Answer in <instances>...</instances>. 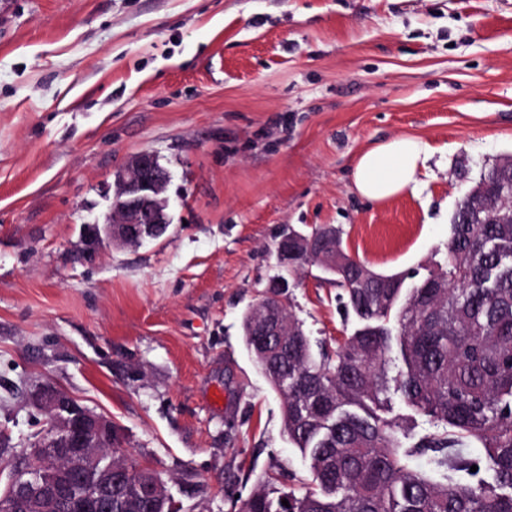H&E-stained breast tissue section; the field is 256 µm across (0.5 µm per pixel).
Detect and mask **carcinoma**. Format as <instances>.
I'll return each mask as SVG.
<instances>
[{
  "label": "carcinoma",
  "instance_id": "1",
  "mask_svg": "<svg viewBox=\"0 0 512 512\" xmlns=\"http://www.w3.org/2000/svg\"><path fill=\"white\" fill-rule=\"evenodd\" d=\"M479 178L506 184L512 170L490 164ZM482 205L467 195L458 203L444 257L427 274L440 288L375 278L347 288L337 276L361 327L334 347L313 350L290 314L280 350L262 355L243 318L247 348L281 399L311 486L276 497L261 487L238 512H512V224L482 223ZM392 390L442 426L420 444L432 452L427 471L409 468L412 450L381 415ZM473 444L483 455H471ZM483 463L493 481L459 478ZM136 467L112 495V512H153Z\"/></svg>",
  "mask_w": 512,
  "mask_h": 512
}]
</instances>
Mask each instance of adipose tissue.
I'll use <instances>...</instances> for the list:
<instances>
[{
  "instance_id": "ef3b65f1",
  "label": "adipose tissue",
  "mask_w": 512,
  "mask_h": 512,
  "mask_svg": "<svg viewBox=\"0 0 512 512\" xmlns=\"http://www.w3.org/2000/svg\"><path fill=\"white\" fill-rule=\"evenodd\" d=\"M431 154L430 143L418 137L379 143L359 156L353 170L354 187L367 200L386 201L417 183Z\"/></svg>"
}]
</instances>
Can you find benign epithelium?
I'll list each match as a JSON object with an SVG mask.
<instances>
[{
    "instance_id": "obj_1",
    "label": "benign epithelium",
    "mask_w": 512,
    "mask_h": 512,
    "mask_svg": "<svg viewBox=\"0 0 512 512\" xmlns=\"http://www.w3.org/2000/svg\"><path fill=\"white\" fill-rule=\"evenodd\" d=\"M169 180L168 170L158 165L153 153L135 155L121 171L122 194L113 216L96 228V236L104 234L121 245H140L149 240L146 225L159 223L150 209V196L167 186ZM293 255L317 257L322 273L328 277L338 273L336 244H329L327 250L320 253L315 237L288 227L282 231L281 246L276 254L278 264H288V257ZM266 296L273 302L263 307L251 306L246 314L251 317L256 344L272 352L275 344L288 335L285 317L288 282L280 279L270 283ZM29 400L45 414V427L18 452L27 469L8 472L6 486L0 492V512H12L14 501L25 485L22 476L28 470L38 473L52 485L45 493H29L28 512H47L56 496H70L76 491L80 492L75 497L77 512H112V490L127 475L119 466L124 461L123 455L112 449V421L88 410L48 383L31 391ZM103 456L107 457V462L98 468L95 482L87 484V473Z\"/></svg>"
}]
</instances>
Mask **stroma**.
Instances as JSON below:
<instances>
[{
    "label": "stroma",
    "instance_id": "35a3bbf8",
    "mask_svg": "<svg viewBox=\"0 0 512 512\" xmlns=\"http://www.w3.org/2000/svg\"><path fill=\"white\" fill-rule=\"evenodd\" d=\"M401 135L433 153L378 204L352 170ZM156 155L171 224L95 236L115 172ZM512 154V0H0V431L48 382L111 419L182 512H233L309 461L246 348L283 226L333 224L377 272L425 275L482 167ZM288 308L312 341L354 318L316 267ZM404 447L436 425L391 393Z\"/></svg>",
    "mask_w": 512,
    "mask_h": 512
}]
</instances>
